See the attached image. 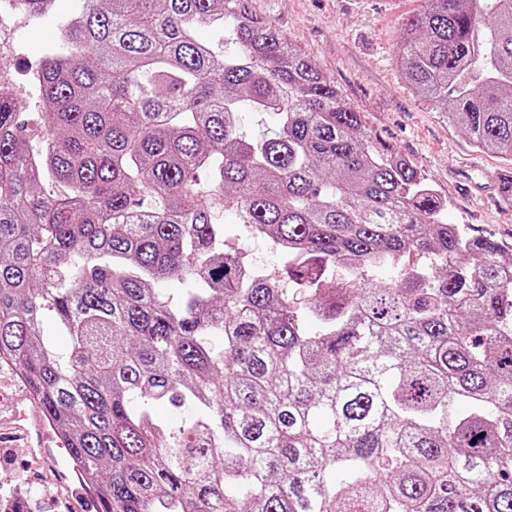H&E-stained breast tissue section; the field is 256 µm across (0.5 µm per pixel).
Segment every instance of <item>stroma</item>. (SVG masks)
I'll return each instance as SVG.
<instances>
[{"mask_svg":"<svg viewBox=\"0 0 512 512\" xmlns=\"http://www.w3.org/2000/svg\"><path fill=\"white\" fill-rule=\"evenodd\" d=\"M421 0H253L255 11L280 28L387 144L410 158L448 201L449 223L467 225L512 253V205L497 201L500 178L512 158L474 148L449 124L442 105L417 97L394 56L401 19ZM58 29L28 22L0 59L5 89L28 87L43 51ZM55 483L59 491L38 500V512H96L56 437L46 447H0V501H18L19 490Z\"/></svg>","mask_w":512,"mask_h":512,"instance_id":"1","label":"stroma"}]
</instances>
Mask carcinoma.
Returning <instances> with one entry per match:
<instances>
[{
    "instance_id": "cac0c4a2",
    "label": "carcinoma",
    "mask_w": 512,
    "mask_h": 512,
    "mask_svg": "<svg viewBox=\"0 0 512 512\" xmlns=\"http://www.w3.org/2000/svg\"><path fill=\"white\" fill-rule=\"evenodd\" d=\"M22 2L61 25L37 135L0 93V362L96 512H512V254L252 0ZM423 2L405 82L512 156V0ZM236 216L229 213L224 220V237L249 255V258L266 266L279 265V257L269 251L265 242L247 235L242 224H237Z\"/></svg>"
}]
</instances>
